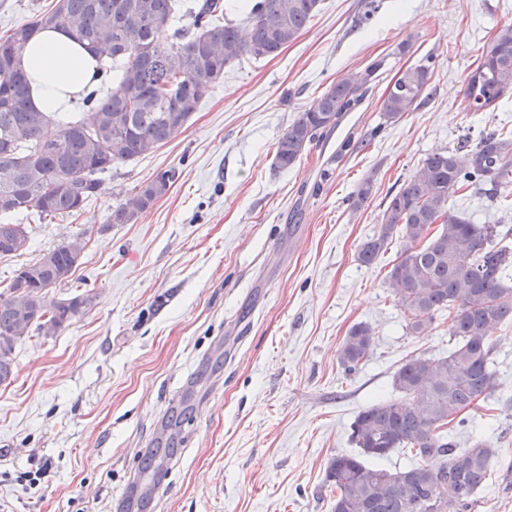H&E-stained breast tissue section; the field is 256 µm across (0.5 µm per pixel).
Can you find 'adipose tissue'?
I'll use <instances>...</instances> for the list:
<instances>
[{
    "instance_id": "1",
    "label": "adipose tissue",
    "mask_w": 512,
    "mask_h": 512,
    "mask_svg": "<svg viewBox=\"0 0 512 512\" xmlns=\"http://www.w3.org/2000/svg\"><path fill=\"white\" fill-rule=\"evenodd\" d=\"M22 64L35 108L62 118L98 83L96 58L58 29L37 32L26 47Z\"/></svg>"
}]
</instances>
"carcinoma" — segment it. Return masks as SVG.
I'll return each instance as SVG.
<instances>
[{"label":"carcinoma","instance_id":"1","mask_svg":"<svg viewBox=\"0 0 512 512\" xmlns=\"http://www.w3.org/2000/svg\"><path fill=\"white\" fill-rule=\"evenodd\" d=\"M318 0H244L240 24L224 21L222 0H204L179 15L178 0H55L38 6L28 22L0 36V214L41 219L80 213L96 192L99 176L120 163L153 153L186 125L201 100L246 56L275 57L296 41ZM187 19V24L174 27ZM61 29L87 45L107 80L119 77V94L83 98L82 111L43 136L50 117L28 98L22 56L42 29ZM432 57L401 68L382 97L381 112L395 123L419 107L428 88ZM384 60L346 75L297 112L279 138L275 164L288 170L321 134L362 103L378 80ZM512 92V24L498 29L467 76L463 98L470 112H483ZM174 168L156 173L117 203L108 224H133L167 194ZM489 202L512 189V135L493 129L464 155L447 149L428 154L395 192L386 195L379 230L358 260L373 264L393 240L388 287L409 317V332L426 331L448 315L454 345L445 357L410 356L392 376L398 396L363 409L350 439L360 454L333 458L326 481L336 486L333 512H468L491 471L493 449L481 441L459 448L448 432L463 414L482 407L496 386L494 331L512 322V228L478 224L456 214L451 197L460 190ZM24 224L0 222V259L28 248ZM74 240L14 271L0 291V336H52L65 326L55 312L82 313L79 296L55 301L40 288L69 282L77 263ZM373 330L351 327L338 361L353 373L370 356ZM394 451L407 457L401 469L378 461Z\"/></svg>","mask_w":512,"mask_h":512}]
</instances>
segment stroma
<instances>
[{"label": "stroma", "mask_w": 512, "mask_h": 512, "mask_svg": "<svg viewBox=\"0 0 512 512\" xmlns=\"http://www.w3.org/2000/svg\"><path fill=\"white\" fill-rule=\"evenodd\" d=\"M361 10V0H320L296 42L236 61L176 137L115 166L79 214L13 216L30 247L0 260V289L79 238L80 264L51 296L91 299L56 335L21 341L0 386V497L16 512H129L148 448L163 466L145 512H332L326 470L356 453L357 413L392 397L404 359L447 354V321L415 335L405 327L385 282L395 249L370 266L358 253L387 193L428 153L512 130V94L487 112L463 101L468 73L512 23V0H381L368 27L354 24ZM429 55L428 97L385 122L389 81ZM378 59L385 72L363 102L293 169H278L276 143L296 113ZM171 167L178 178L151 209L107 223ZM368 177L372 195L356 205ZM453 208L512 226V197L492 206L460 192ZM360 322L373 327V348L347 375L338 349ZM494 338L489 405L451 433L459 447L481 440L495 452L469 512H512V323Z\"/></svg>", "instance_id": "35a3bbf8"}]
</instances>
